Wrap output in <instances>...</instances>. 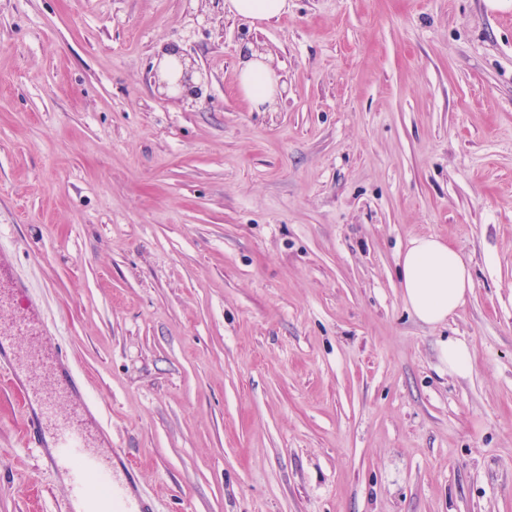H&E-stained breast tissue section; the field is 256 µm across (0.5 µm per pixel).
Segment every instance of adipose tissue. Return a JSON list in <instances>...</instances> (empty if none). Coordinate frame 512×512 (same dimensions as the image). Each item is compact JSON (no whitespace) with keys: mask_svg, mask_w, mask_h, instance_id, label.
Segmentation results:
<instances>
[{"mask_svg":"<svg viewBox=\"0 0 512 512\" xmlns=\"http://www.w3.org/2000/svg\"><path fill=\"white\" fill-rule=\"evenodd\" d=\"M238 86L251 108L264 112L276 101L279 78L265 56L249 50L240 56ZM400 263L403 299L423 323H445L473 290L469 266L455 248L439 237L412 239Z\"/></svg>","mask_w":512,"mask_h":512,"instance_id":"obj_1","label":"adipose tissue"}]
</instances>
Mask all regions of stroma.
Listing matches in <instances>:
<instances>
[{
  "instance_id": "stroma-1",
  "label": "stroma",
  "mask_w": 512,
  "mask_h": 512,
  "mask_svg": "<svg viewBox=\"0 0 512 512\" xmlns=\"http://www.w3.org/2000/svg\"><path fill=\"white\" fill-rule=\"evenodd\" d=\"M171 46L197 96L155 85ZM430 234L473 279L438 326L399 286ZM0 247L29 392L103 405L156 512H512V0H0ZM21 427L0 387V512H67ZM228 11L250 22L271 21L288 12V0H226ZM238 86L252 109L265 112L276 102L279 77L266 62L265 56L249 50L240 56ZM440 359L450 374L464 377L473 367L469 346L460 340L448 339L440 343Z\"/></svg>"
}]
</instances>
